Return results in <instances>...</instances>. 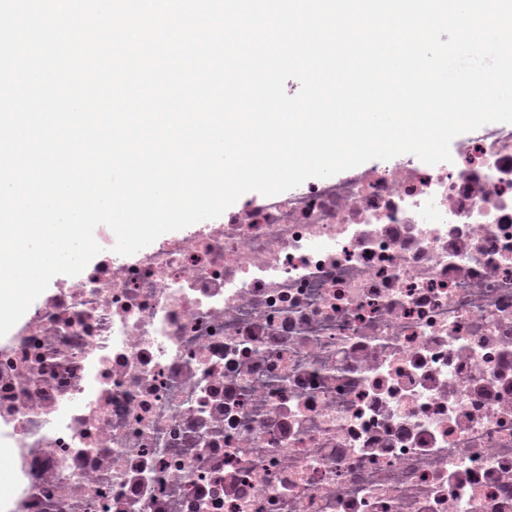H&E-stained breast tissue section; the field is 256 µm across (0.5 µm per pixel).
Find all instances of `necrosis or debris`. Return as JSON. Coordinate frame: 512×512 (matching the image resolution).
<instances>
[{
  "label": "necrosis or debris",
  "instance_id": "obj_1",
  "mask_svg": "<svg viewBox=\"0 0 512 512\" xmlns=\"http://www.w3.org/2000/svg\"><path fill=\"white\" fill-rule=\"evenodd\" d=\"M96 260L0 337L7 512H512V128Z\"/></svg>",
  "mask_w": 512,
  "mask_h": 512
}]
</instances>
